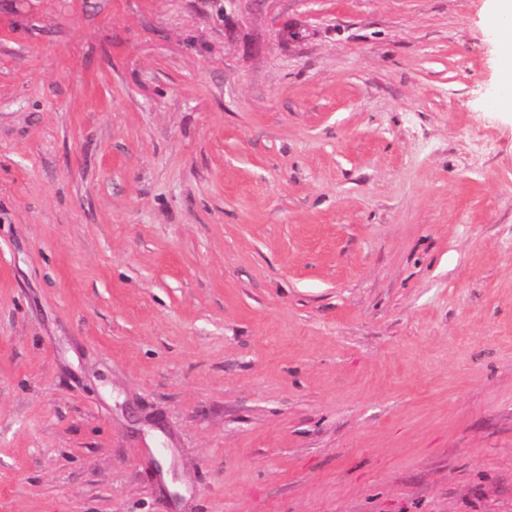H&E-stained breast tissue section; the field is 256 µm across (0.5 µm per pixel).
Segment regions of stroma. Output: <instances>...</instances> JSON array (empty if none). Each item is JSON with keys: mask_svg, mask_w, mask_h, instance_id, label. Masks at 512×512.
<instances>
[{"mask_svg": "<svg viewBox=\"0 0 512 512\" xmlns=\"http://www.w3.org/2000/svg\"><path fill=\"white\" fill-rule=\"evenodd\" d=\"M485 4L0 0V512H512Z\"/></svg>", "mask_w": 512, "mask_h": 512, "instance_id": "1", "label": "stroma"}]
</instances>
